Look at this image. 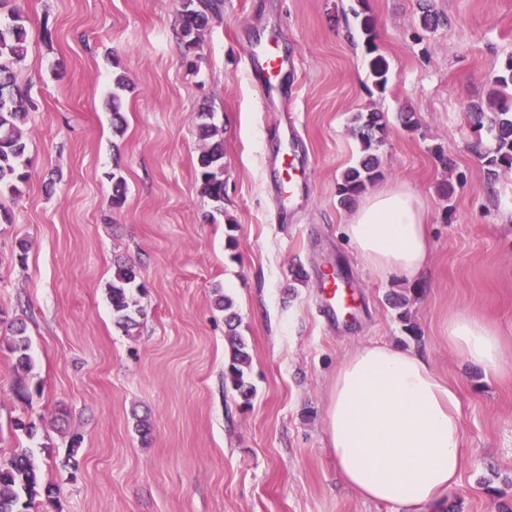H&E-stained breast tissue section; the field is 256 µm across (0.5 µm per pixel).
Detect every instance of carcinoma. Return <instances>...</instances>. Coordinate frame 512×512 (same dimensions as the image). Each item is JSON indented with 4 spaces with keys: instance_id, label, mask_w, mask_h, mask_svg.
<instances>
[{
    "instance_id": "obj_1",
    "label": "carcinoma",
    "mask_w": 512,
    "mask_h": 512,
    "mask_svg": "<svg viewBox=\"0 0 512 512\" xmlns=\"http://www.w3.org/2000/svg\"><path fill=\"white\" fill-rule=\"evenodd\" d=\"M207 0H180L179 28L176 32L180 51L187 55L200 47L204 31L209 23ZM366 36L369 53V77L373 84L385 89L389 81L390 68L387 60L375 54V22L365 14L360 21ZM30 33L26 19L10 10L8 22H0V196L11 198L21 194L19 185L27 182L29 166L28 143L24 132L33 103L27 90L16 81L15 71L25 62ZM491 96L497 102V112L491 117L495 130L496 148L493 155L486 156L487 165L495 168H512V58L506 63L502 74L494 81ZM133 89L125 71L112 72V91L109 105L112 112V131L124 133L122 105L124 94ZM199 133L202 140L197 160V182L200 193L207 197L217 213L224 212V136L223 129L213 123V113H198ZM354 134L361 144L362 157L358 164L348 168L338 185L341 202L347 203L364 192L380 176V160L377 155L383 144L388 124L381 112H359L354 117ZM141 289L139 271L131 264L118 263L108 284V296L112 305L115 323L130 336L138 322L132 316L133 291ZM216 305L224 311L230 358L224 369V384L236 392L241 405L248 407L255 394L248 373L251 355L246 339L237 333L238 315L233 311V302L227 296H219ZM9 349L15 357L16 368L29 372L32 359L29 354L30 338L27 325L17 319L10 325ZM55 489L42 483L37 466L29 451L21 449L7 459H0V512H39L36 501L44 496L50 498Z\"/></svg>"
}]
</instances>
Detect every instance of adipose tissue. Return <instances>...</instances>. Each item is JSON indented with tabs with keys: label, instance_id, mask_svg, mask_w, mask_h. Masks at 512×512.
<instances>
[{
	"label": "adipose tissue",
	"instance_id": "adipose-tissue-1",
	"mask_svg": "<svg viewBox=\"0 0 512 512\" xmlns=\"http://www.w3.org/2000/svg\"><path fill=\"white\" fill-rule=\"evenodd\" d=\"M343 231L379 275L411 281L427 264L428 226L406 186L362 198ZM448 342L485 372L504 373L503 338L483 318L465 310L450 316ZM327 434L347 484L407 512L439 499L463 465L457 390L419 354L388 344L365 346L338 369Z\"/></svg>",
	"mask_w": 512,
	"mask_h": 512
}]
</instances>
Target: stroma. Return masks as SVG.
Listing matches in <instances>:
<instances>
[{
  "label": "stroma",
  "mask_w": 512,
  "mask_h": 512,
  "mask_svg": "<svg viewBox=\"0 0 512 512\" xmlns=\"http://www.w3.org/2000/svg\"><path fill=\"white\" fill-rule=\"evenodd\" d=\"M217 2L186 57L178 0H12L30 26L17 81L34 107L29 178L4 201L11 223H0V458L28 449L59 489L49 512H404L341 480L325 431L344 359L390 344L423 354L461 401L463 468L419 512L512 510V370L485 374L446 333L454 312L485 318L512 367V169L489 172L479 153L494 148L495 131L473 127L468 112L492 110L512 57V0ZM426 4L439 19L430 29ZM360 11L390 64L383 89L369 77ZM259 37L288 60L294 153L309 175L291 208L268 182L283 153L277 118L244 64ZM116 67L134 83L119 138L106 104ZM203 106L224 130L218 216L196 180ZM369 111L389 126L375 189L403 184L424 203L430 265L415 281L380 276L341 233L354 208L340 205L337 185L360 156L352 118ZM406 111L414 130L399 121ZM438 146L450 167L435 162ZM116 176L127 185L118 209ZM119 262L137 266L144 285L134 336L115 326L107 299ZM339 263L357 305L337 325L323 315L317 277ZM221 294L252 356L245 409L224 385ZM17 318L31 338L27 374L7 349ZM21 413L33 435L13 430ZM144 413L145 439L133 420Z\"/></svg>",
  "instance_id": "obj_1"
}]
</instances>
